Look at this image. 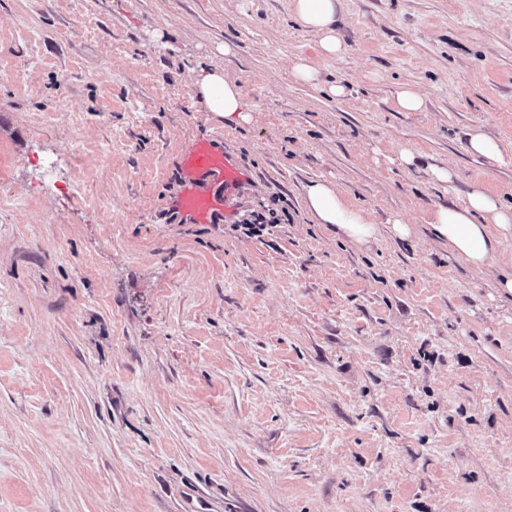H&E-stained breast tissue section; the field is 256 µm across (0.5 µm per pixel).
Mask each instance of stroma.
<instances>
[{
  "label": "stroma",
  "instance_id": "35a3bbf8",
  "mask_svg": "<svg viewBox=\"0 0 512 512\" xmlns=\"http://www.w3.org/2000/svg\"><path fill=\"white\" fill-rule=\"evenodd\" d=\"M338 27L326 58L289 0H0V512H512V295L430 224L512 204V0H342ZM213 68L251 123L206 110ZM214 133L257 179L186 224L181 153ZM317 179L373 243L315 222ZM425 104L421 91L412 85H403L396 92V106L402 112H419ZM468 150L477 155L497 158L501 156L499 141L480 127L472 130L468 140ZM305 205L316 223L336 227L339 236L354 244H366L379 234L370 213L350 204L333 182L315 180L307 184Z\"/></svg>",
  "mask_w": 512,
  "mask_h": 512
}]
</instances>
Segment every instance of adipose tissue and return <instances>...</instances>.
I'll return each instance as SVG.
<instances>
[{
    "mask_svg": "<svg viewBox=\"0 0 512 512\" xmlns=\"http://www.w3.org/2000/svg\"><path fill=\"white\" fill-rule=\"evenodd\" d=\"M342 0H291V10L305 29L318 37L321 56H341L346 46L338 29ZM194 85L207 110L225 124L249 123L252 113L240 87L224 76L221 69L197 74ZM305 205L316 223L335 227L339 236L363 245L379 234L369 212L349 203L335 183L315 180L305 187ZM431 224L449 251L477 271L493 272L496 286L512 295V259L500 250L501 239L512 234V205L476 189L463 202L437 205Z\"/></svg>",
    "mask_w": 512,
    "mask_h": 512,
    "instance_id": "obj_1",
    "label": "adipose tissue"
}]
</instances>
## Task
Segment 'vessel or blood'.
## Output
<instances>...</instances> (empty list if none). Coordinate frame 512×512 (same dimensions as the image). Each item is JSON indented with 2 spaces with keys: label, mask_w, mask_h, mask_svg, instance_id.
<instances>
[{
  "label": "vessel or blood",
  "mask_w": 512,
  "mask_h": 512,
  "mask_svg": "<svg viewBox=\"0 0 512 512\" xmlns=\"http://www.w3.org/2000/svg\"><path fill=\"white\" fill-rule=\"evenodd\" d=\"M252 179V172L225 153L217 138H196L181 157L174 207L189 223H216L233 215L240 188Z\"/></svg>",
  "instance_id": "b4317fda"
}]
</instances>
